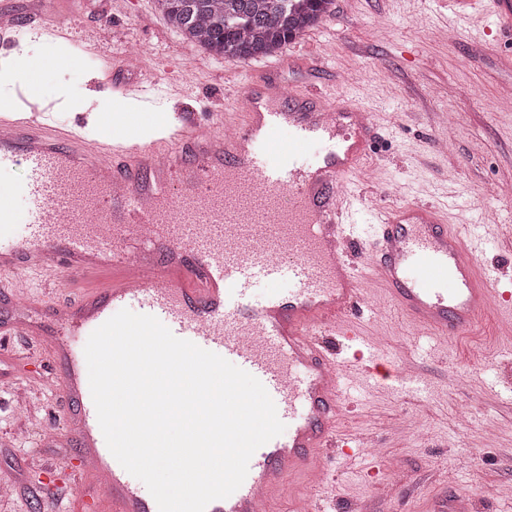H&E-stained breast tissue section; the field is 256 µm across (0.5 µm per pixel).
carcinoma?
Returning a JSON list of instances; mask_svg holds the SVG:
<instances>
[{
    "instance_id": "cac0c4a2",
    "label": "carcinoma",
    "mask_w": 512,
    "mask_h": 512,
    "mask_svg": "<svg viewBox=\"0 0 512 512\" xmlns=\"http://www.w3.org/2000/svg\"><path fill=\"white\" fill-rule=\"evenodd\" d=\"M169 25L210 54L275 57L330 12L333 0H156Z\"/></svg>"
}]
</instances>
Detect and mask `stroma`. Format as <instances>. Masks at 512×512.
Returning <instances> with one entry per match:
<instances>
[{
    "label": "stroma",
    "instance_id": "35a3bbf8",
    "mask_svg": "<svg viewBox=\"0 0 512 512\" xmlns=\"http://www.w3.org/2000/svg\"><path fill=\"white\" fill-rule=\"evenodd\" d=\"M72 21L81 29L109 25L100 54L66 38L48 40L29 29L17 36L19 56L47 60L38 91L57 102L56 122L88 114L89 133L104 127L132 137L152 136L167 111L169 78L175 66H193L188 95L194 111H209L265 62L240 65L215 59L185 43L157 10L155 0H115L102 12L86 0ZM448 10L440 0H334L320 23L288 43L274 76L287 85L304 78L302 60L327 56L320 84L337 93L356 92L373 113L378 138L357 182L367 203H433L450 224H477L490 244L479 265L512 276V198L491 200L489 183L512 180V35L482 23L454 40L441 37ZM137 43L159 79L144 98H106L88 92L86 79L102 59ZM354 326L360 337L383 342L393 365L418 364L416 380L368 382L353 371L340 381L344 400L338 437L369 441L364 451L323 456L326 478L289 479L273 512L292 502L316 500L320 512H347L357 503L371 512H435L445 502L466 500L472 512H512V315L488 310L481 335L449 339L414 328L379 287ZM8 371L12 391L0 394V477L14 480L17 494L0 499V512H67L78 490L65 463L66 451L37 447L40 436L62 429L59 396L33 399L23 409L28 386L29 347L14 344ZM37 448L40 473L29 448Z\"/></svg>",
    "mask_w": 512,
    "mask_h": 512
}]
</instances>
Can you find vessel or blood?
I'll return each mask as SVG.
<instances>
[{
	"mask_svg": "<svg viewBox=\"0 0 512 512\" xmlns=\"http://www.w3.org/2000/svg\"><path fill=\"white\" fill-rule=\"evenodd\" d=\"M449 3L456 35L484 16L512 33V0ZM25 26L51 36L70 19L2 12L0 49ZM142 76L128 87L101 71L90 87L140 97L156 78ZM188 88L171 80L167 133L149 141L53 129V105L30 83L16 90L23 115L0 113V223L14 221L2 201L10 190L26 204L24 232L0 235V300L12 310L0 320V364L13 353L7 337H26L33 379L62 393L75 475L90 487L83 512H158L110 452L90 392L85 345L120 310L157 317L264 385L288 431L259 447L243 484L206 512H267L288 476L313 472L338 445L342 364L323 339L353 336L366 280L422 331L450 338L473 335L498 298L477 270L478 240L436 207L373 206L370 233L357 234L349 185L377 134L359 98L254 74L201 115ZM283 132L288 149L273 150ZM19 167L26 177L14 188ZM103 270L109 284L85 290ZM259 281L267 293L256 303Z\"/></svg>",
	"mask_w": 512,
	"mask_h": 512,
	"instance_id": "obj_1",
	"label": "vessel or blood"
}]
</instances>
